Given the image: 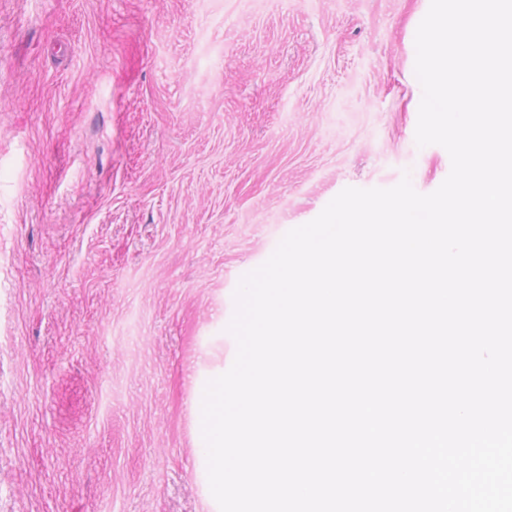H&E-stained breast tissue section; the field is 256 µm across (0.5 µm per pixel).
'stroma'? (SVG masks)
Masks as SVG:
<instances>
[{
	"label": "stroma",
	"instance_id": "stroma-1",
	"mask_svg": "<svg viewBox=\"0 0 512 512\" xmlns=\"http://www.w3.org/2000/svg\"><path fill=\"white\" fill-rule=\"evenodd\" d=\"M430 0H0V512H219L191 400L243 275L422 194Z\"/></svg>",
	"mask_w": 512,
	"mask_h": 512
}]
</instances>
